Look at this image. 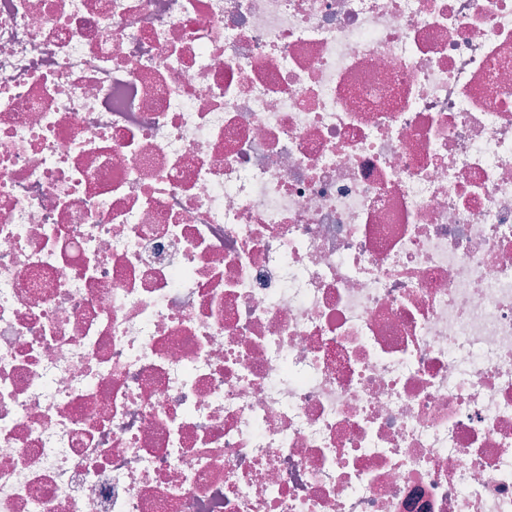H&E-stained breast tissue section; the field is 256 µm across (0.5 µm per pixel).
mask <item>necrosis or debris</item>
Returning a JSON list of instances; mask_svg holds the SVG:
<instances>
[{"mask_svg": "<svg viewBox=\"0 0 512 512\" xmlns=\"http://www.w3.org/2000/svg\"><path fill=\"white\" fill-rule=\"evenodd\" d=\"M0 512H512V0H0Z\"/></svg>", "mask_w": 512, "mask_h": 512, "instance_id": "obj_1", "label": "necrosis or debris"}]
</instances>
